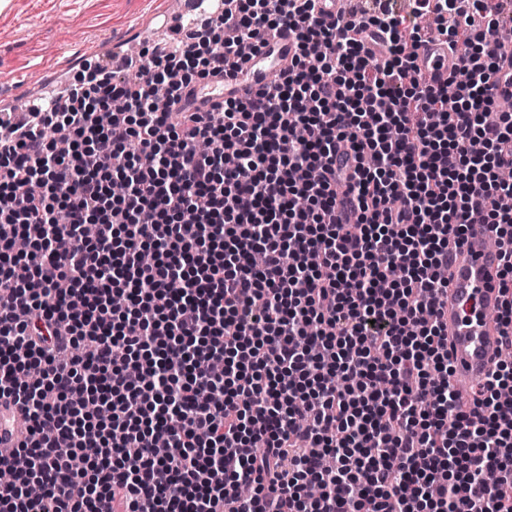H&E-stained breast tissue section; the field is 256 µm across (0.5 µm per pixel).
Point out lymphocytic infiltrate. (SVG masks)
Listing matches in <instances>:
<instances>
[{
  "mask_svg": "<svg viewBox=\"0 0 512 512\" xmlns=\"http://www.w3.org/2000/svg\"><path fill=\"white\" fill-rule=\"evenodd\" d=\"M457 2L433 18L467 44L452 97L413 77L420 35L389 0L338 26L318 0H224L170 51L0 116V402L31 459L0 486L14 512H512V367L460 407L438 320L471 224L512 290L501 19ZM277 28L295 51L270 87L175 112Z\"/></svg>",
  "mask_w": 512,
  "mask_h": 512,
  "instance_id": "1",
  "label": "lymphocytic infiltrate"
}]
</instances>
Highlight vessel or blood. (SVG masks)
<instances>
[{"label": "vessel or blood", "mask_w": 512, "mask_h": 512, "mask_svg": "<svg viewBox=\"0 0 512 512\" xmlns=\"http://www.w3.org/2000/svg\"><path fill=\"white\" fill-rule=\"evenodd\" d=\"M294 41L285 30L264 35L258 49L235 78L212 79L198 93L204 110L224 100L240 98L264 88L270 75L291 59ZM416 64L432 89L443 87L449 73L458 70L460 58L451 56L437 39L422 37L416 49ZM489 225L474 224L462 243L451 246L448 265V295L440 320L448 336L450 381L458 403L473 408L478 390L501 358L505 338L512 328L497 318L506 299L500 286L501 251L492 246ZM26 424L19 407L0 408V452L11 453L24 439Z\"/></svg>", "instance_id": "1"}]
</instances>
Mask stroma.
<instances>
[{"label": "stroma", "mask_w": 512, "mask_h": 512, "mask_svg": "<svg viewBox=\"0 0 512 512\" xmlns=\"http://www.w3.org/2000/svg\"><path fill=\"white\" fill-rule=\"evenodd\" d=\"M164 9L165 0H9L0 10V76L23 74L35 93L57 75L75 81L94 43L138 46L137 25Z\"/></svg>", "instance_id": "35a3bbf8"}]
</instances>
